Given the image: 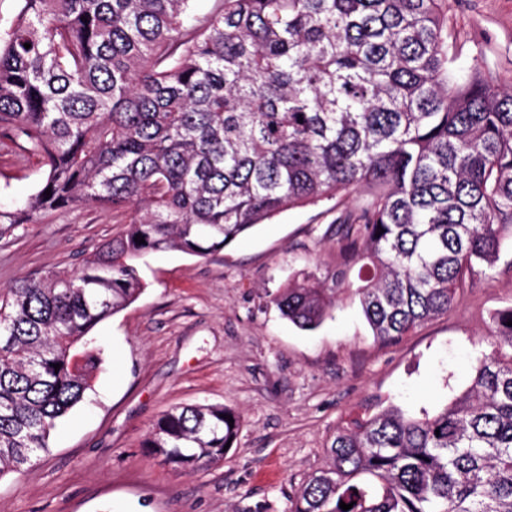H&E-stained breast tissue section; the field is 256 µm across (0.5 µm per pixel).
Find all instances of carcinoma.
<instances>
[{
    "mask_svg": "<svg viewBox=\"0 0 512 512\" xmlns=\"http://www.w3.org/2000/svg\"><path fill=\"white\" fill-rule=\"evenodd\" d=\"M18 2L0 35V138L47 176L0 209V235L81 204L129 221L76 275L0 292V479L91 389V332L142 293L140 255L204 257L363 188L332 222L336 268L272 301L312 330L352 289L386 344L512 247V88L478 66L456 79L441 0H215L201 17L193 0ZM490 320L465 390L432 413L349 416L289 512H512V305ZM239 428L222 405L176 407L144 447L193 469L224 460Z\"/></svg>",
    "mask_w": 512,
    "mask_h": 512,
    "instance_id": "carcinoma-1",
    "label": "carcinoma"
}]
</instances>
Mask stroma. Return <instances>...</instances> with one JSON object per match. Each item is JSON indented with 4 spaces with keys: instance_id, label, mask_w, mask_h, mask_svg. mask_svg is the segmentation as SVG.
Here are the masks:
<instances>
[{
    "instance_id": "35a3bbf8",
    "label": "stroma",
    "mask_w": 512,
    "mask_h": 512,
    "mask_svg": "<svg viewBox=\"0 0 512 512\" xmlns=\"http://www.w3.org/2000/svg\"><path fill=\"white\" fill-rule=\"evenodd\" d=\"M459 73L474 64L512 86V0H443ZM46 178L40 156L16 163L0 139V207L21 205ZM326 205L287 210L223 251L141 257L145 289L93 330L104 360L84 402L60 421L29 470L0 479V512H288L326 464L341 417L382 400L435 410L490 352V315L512 304V272L460 292L455 308L395 344L375 342L353 292L303 330L271 296L336 264ZM122 212L80 205L0 237V290L47 273L73 275L120 235ZM220 404L240 417L223 461L164 465L143 442L176 406Z\"/></svg>"
}]
</instances>
